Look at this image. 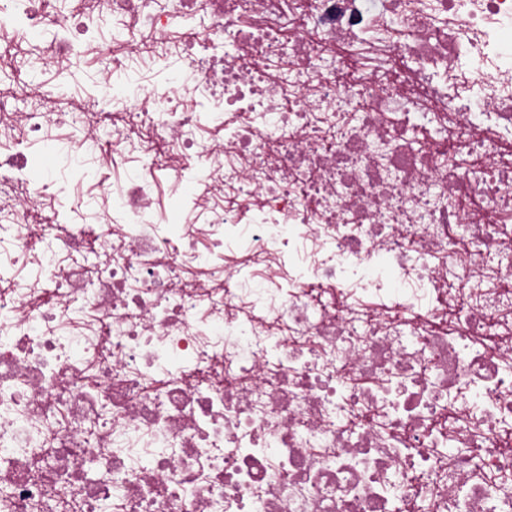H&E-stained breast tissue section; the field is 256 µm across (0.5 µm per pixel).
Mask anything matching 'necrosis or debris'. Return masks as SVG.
<instances>
[{"label": "necrosis or debris", "mask_w": 512, "mask_h": 512, "mask_svg": "<svg viewBox=\"0 0 512 512\" xmlns=\"http://www.w3.org/2000/svg\"><path fill=\"white\" fill-rule=\"evenodd\" d=\"M15 34L0 512H512V0H0ZM90 53L111 95L58 106ZM59 151L111 167L96 223L45 208Z\"/></svg>", "instance_id": "obj_1"}]
</instances>
